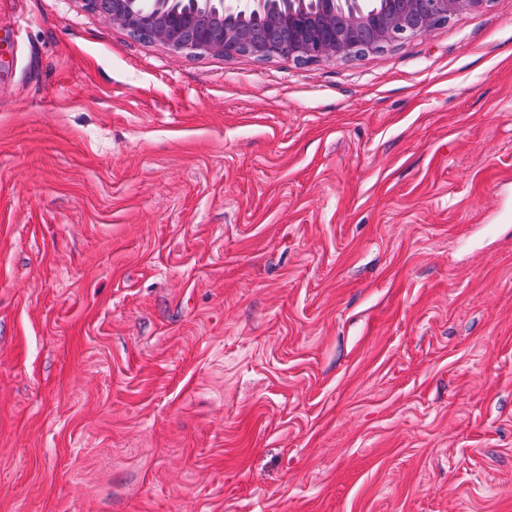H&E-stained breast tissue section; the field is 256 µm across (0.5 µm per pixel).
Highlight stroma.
<instances>
[{
    "instance_id": "35a3bbf8",
    "label": "stroma",
    "mask_w": 512,
    "mask_h": 512,
    "mask_svg": "<svg viewBox=\"0 0 512 512\" xmlns=\"http://www.w3.org/2000/svg\"><path fill=\"white\" fill-rule=\"evenodd\" d=\"M0 512H512V0L310 64L0 0Z\"/></svg>"
}]
</instances>
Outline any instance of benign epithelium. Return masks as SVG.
<instances>
[{"instance_id": "1", "label": "benign epithelium", "mask_w": 512, "mask_h": 512, "mask_svg": "<svg viewBox=\"0 0 512 512\" xmlns=\"http://www.w3.org/2000/svg\"><path fill=\"white\" fill-rule=\"evenodd\" d=\"M104 21L138 39L190 56L282 57L297 63L336 61L420 36L485 0H390L366 14L358 0H319L314 23L305 0H85Z\"/></svg>"}]
</instances>
